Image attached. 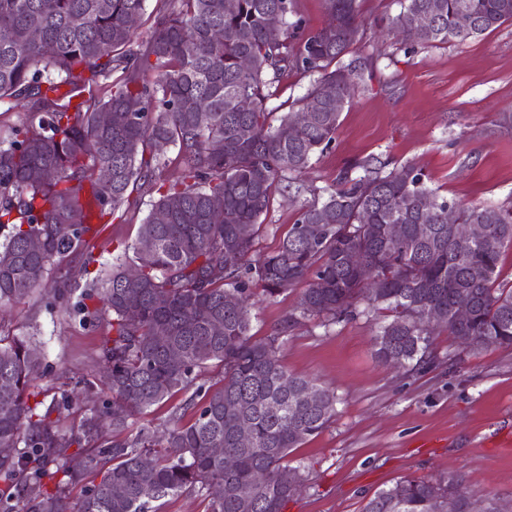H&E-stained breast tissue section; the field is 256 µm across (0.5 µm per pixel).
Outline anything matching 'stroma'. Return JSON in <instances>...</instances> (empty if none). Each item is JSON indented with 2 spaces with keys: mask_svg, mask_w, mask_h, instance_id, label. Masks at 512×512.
Wrapping results in <instances>:
<instances>
[{
  "mask_svg": "<svg viewBox=\"0 0 512 512\" xmlns=\"http://www.w3.org/2000/svg\"><path fill=\"white\" fill-rule=\"evenodd\" d=\"M362 25L349 59L372 66L355 79L352 101L336 140L308 173L314 189L341 171L363 175L364 160L389 167L412 164L430 188L462 204L512 201V23L457 44L419 45L405 52L385 25L398 0H359ZM312 192L277 196L257 237L253 259L276 251L302 202ZM150 209L142 197L135 215L103 225L93 250L111 262L136 239ZM302 292L294 286L268 298L256 294L252 334L283 332L278 356L294 375L334 392L336 416L287 457L305 478L284 512H364L376 491L404 477H441L463 490L512 505V347L463 348L436 332L434 363L419 373L392 369L374 356L381 316L327 327L284 321ZM49 288L0 309V332L35 346L46 369L40 384L72 388L98 370L105 321L82 323L50 305Z\"/></svg>",
  "mask_w": 512,
  "mask_h": 512,
  "instance_id": "35a3bbf8",
  "label": "stroma"
}]
</instances>
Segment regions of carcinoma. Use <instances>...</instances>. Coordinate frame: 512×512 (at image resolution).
Listing matches in <instances>:
<instances>
[{
    "instance_id": "1",
    "label": "carcinoma",
    "mask_w": 512,
    "mask_h": 512,
    "mask_svg": "<svg viewBox=\"0 0 512 512\" xmlns=\"http://www.w3.org/2000/svg\"><path fill=\"white\" fill-rule=\"evenodd\" d=\"M294 2L170 0L138 42L146 0H0V104L28 108L26 121L0 138V305L27 297L71 252H81L85 268L95 263L98 224L123 218L133 191L153 196L138 238L122 251L133 258L85 281L74 303L76 279L54 285L60 308L111 316L97 349L101 372L46 406L40 354L24 338L0 335V449H10L0 452V512H161V500L187 490L208 498L209 512H284L304 477L283 460L332 421L336 395L287 372L277 356L281 334H251L254 283L269 297L307 283L293 323L387 312L375 354L408 373L432 360L426 322L436 311L442 328L471 337L473 348L512 345V281L502 269L512 205L450 202L410 164L386 172L365 160V175H341L322 200L302 206L278 251L252 260L282 183L335 141L357 72L341 59L358 34V0H323L329 19L316 28ZM425 12L433 25L411 32ZM34 23L37 40L28 37ZM506 23L512 0H404L391 28L412 49L463 43ZM291 73L315 79L275 125L269 103ZM241 92L246 112L236 104ZM303 111L309 124L283 137ZM103 112L112 115L108 126ZM160 141L176 150V179L164 176ZM47 167L52 177L33 175ZM450 208L463 224L485 225L486 237L458 243ZM73 215L80 223H69ZM386 224L408 232L391 239L380 232ZM34 237L43 242L38 252L27 249ZM353 252L369 277L351 270ZM460 303L472 308L465 323L454 313ZM212 365L222 368L219 387L196 384ZM193 385L200 403L192 423L175 411L161 429L137 426L149 408ZM304 386L318 392L317 404L287 391ZM111 403L121 406L112 432L134 434L106 438ZM71 415L79 424L69 429ZM241 425L251 429L247 448L238 444ZM226 454L236 469L225 468ZM242 484L251 498L238 496ZM450 498L452 512H468L473 496L450 481L405 477L377 491L364 512H436Z\"/></svg>"
}]
</instances>
